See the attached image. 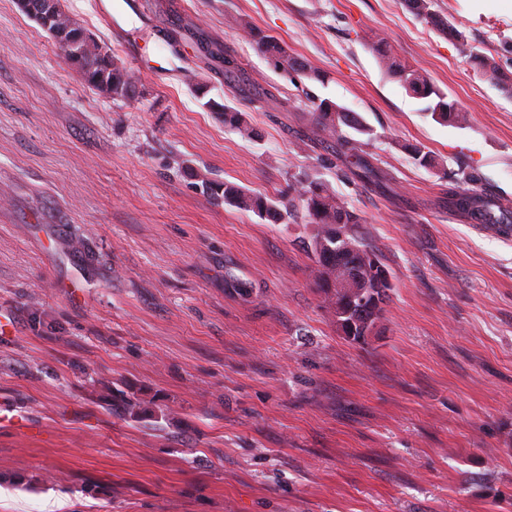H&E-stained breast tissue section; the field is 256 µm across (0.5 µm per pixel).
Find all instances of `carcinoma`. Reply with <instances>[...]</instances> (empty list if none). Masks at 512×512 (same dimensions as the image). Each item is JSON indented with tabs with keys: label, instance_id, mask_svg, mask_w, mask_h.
I'll list each match as a JSON object with an SVG mask.
<instances>
[{
	"label": "carcinoma",
	"instance_id": "cac0c4a2",
	"mask_svg": "<svg viewBox=\"0 0 512 512\" xmlns=\"http://www.w3.org/2000/svg\"><path fill=\"white\" fill-rule=\"evenodd\" d=\"M405 3L418 18L444 34H452L461 55L474 61L487 80L512 96V77L500 73L492 59L476 51L462 32L448 24V19L434 9L435 0H405ZM38 24L46 31L55 33L64 54L73 57L75 66L89 85L114 101L127 100L135 95L137 75L79 27L62 10L60 3H55L52 15L39 20ZM237 29L274 67L286 73L294 72L308 81H322L319 71L288 54V48L274 37L242 21L237 23ZM382 65L400 80L409 94L428 102L426 111L436 121L457 126L468 122L467 112L448 100L420 71L387 56L382 57ZM224 85L242 93L248 91L235 59L227 52L224 53ZM205 106L223 117L224 126L236 131L242 138L253 140L258 137L244 113L224 101L208 97ZM311 112L314 124L334 141L336 151L352 158L357 176L382 182L383 176L359 153L357 141L350 136L352 132L359 136L371 132L359 114L326 99L313 103ZM201 182L214 198L224 201L226 205L251 211L275 224L284 217L278 201L261 193L249 192L229 182L211 183L204 177ZM449 194L450 202L457 211L498 231L507 233L512 230V209L497 199L459 185ZM288 195L303 204L311 223L315 224V232L308 243L316 263L313 283L324 295L328 308L336 318L337 330L356 344L366 343V335L379 322L390 299L392 283H387L378 293L370 288H350L342 292L332 287L338 279L358 273L367 275L371 259L376 257L366 237L356 231L360 218L348 209L344 200L329 185L316 179L305 177L290 183ZM338 233L342 235L339 241L336 240Z\"/></svg>",
	"mask_w": 512,
	"mask_h": 512
}]
</instances>
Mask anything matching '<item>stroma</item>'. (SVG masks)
<instances>
[{
  "instance_id": "35a3bbf8",
  "label": "stroma",
  "mask_w": 512,
  "mask_h": 512,
  "mask_svg": "<svg viewBox=\"0 0 512 512\" xmlns=\"http://www.w3.org/2000/svg\"><path fill=\"white\" fill-rule=\"evenodd\" d=\"M60 6L139 83L105 97L0 0V512H512V235L448 202L467 178L512 207V97L403 0ZM435 8L512 74V0ZM232 17L323 82L274 69ZM204 39L251 97L225 87ZM382 50L469 124L425 115ZM314 96L364 118L382 184L315 129ZM306 175L361 217L391 273L367 345L311 286L302 205L274 224L201 186L278 199ZM127 397L148 414L122 416ZM204 105L209 108L210 112H215L223 117L225 127L236 131L242 138L248 140L257 138V131L251 123L248 122L244 113L224 103V99L219 101L213 97H209Z\"/></svg>"
}]
</instances>
